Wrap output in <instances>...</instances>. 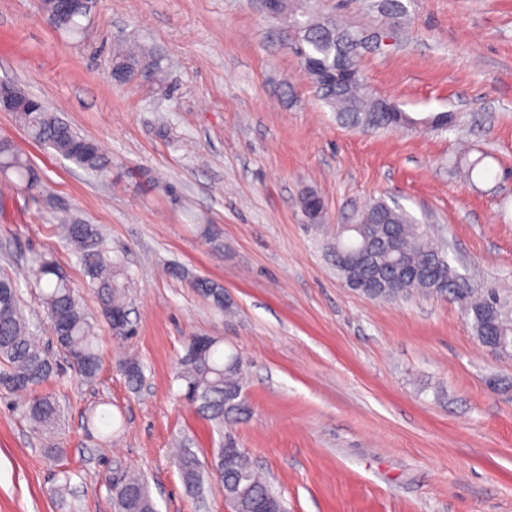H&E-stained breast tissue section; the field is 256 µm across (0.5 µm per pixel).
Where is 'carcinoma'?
<instances>
[{
  "instance_id": "1",
  "label": "carcinoma",
  "mask_w": 512,
  "mask_h": 512,
  "mask_svg": "<svg viewBox=\"0 0 512 512\" xmlns=\"http://www.w3.org/2000/svg\"><path fill=\"white\" fill-rule=\"evenodd\" d=\"M298 41L308 58L318 65L307 69L314 83H319L320 72L333 70L339 64L358 69L353 33L338 22L319 16H309L296 21ZM139 63V56L128 51L117 57L114 80L124 82ZM323 100L349 126L363 129L396 128L402 120L412 121L408 114L392 111L390 102L369 95L363 84L347 81L333 91L325 92ZM15 117L35 143L52 149L85 171L100 178L112 176V165L98 149L96 143L78 134L60 116L44 105L18 111ZM437 129L457 126L454 112H440L429 118ZM0 175L15 177L19 185L36 197H44L41 179L30 159L12 141L0 139ZM301 208L310 223L320 222L323 204L315 192L306 193ZM360 223L364 233L341 225L336 243L331 247V258L338 276L350 285L356 283L357 258L360 250L371 242L393 237L398 253L410 264L434 267L439 278L433 280L420 276L406 282H392L385 288L373 291L356 289L371 300L393 301L408 297L413 291L454 297L459 290H467L464 315L477 341L484 345L497 333V339L512 348V295L496 288H488L477 295L465 288L451 266L448 254L436 247L421 225L411 221L399 207L384 201L371 204L363 213ZM60 236L70 245L73 255L83 268L87 287L98 300L101 316L112 335L126 338L131 321L113 323L112 315L129 310L125 293L126 270L121 258L112 254V246L96 224H86L78 219L63 220L58 225ZM392 254L375 250V273L384 281L389 277ZM32 280L37 298L44 307L53 336L60 349L68 356L75 372L87 381L94 380L101 368L102 354L95 324L85 313L79 291L51 253H37L31 260ZM189 285L205 297L221 293L224 287L212 280L190 277ZM10 297V303L0 302V389L11 394L29 393L43 385L53 372L49 356L35 342L22 308L21 286L17 280L0 275V295ZM195 338L186 341L185 353L179 360L175 379L181 382L180 396L188 398L205 419L218 425L236 422L249 412L243 398V363L239 356H224L222 341L213 339L209 348L196 352L192 349ZM124 372L128 383L138 388L142 385L143 369L137 361L125 362ZM24 417L37 431L56 427L59 407L50 394L33 396L25 403ZM225 456L224 475L221 482L224 496L235 505V512H257L256 503L263 501V512H286L282 497L270 482L255 470L251 459L240 448L222 447L217 456ZM174 462L189 487L200 484V463L186 448L180 449ZM117 512H158L149 486L143 476L131 474L120 482L116 492Z\"/></svg>"
}]
</instances>
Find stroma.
Returning <instances> with one entry per match:
<instances>
[{
    "mask_svg": "<svg viewBox=\"0 0 512 512\" xmlns=\"http://www.w3.org/2000/svg\"><path fill=\"white\" fill-rule=\"evenodd\" d=\"M300 0L357 31L368 93L412 128L345 125L288 45L289 19L262 0H98L81 34L40 0H0V81L39 97L112 162L101 182L28 139L0 112L51 204L0 177V274L17 279L35 332L50 323L28 280L53 253L84 275L56 230V207L100 225L123 259L137 332L100 327L102 368L88 382L53 351L45 392L62 418L44 441L0 393V512H115L112 484L135 471L159 512H231L211 462L223 442L251 457L288 512H512V355L474 338L440 295L369 300L329 257L339 225L397 201L479 288L512 291V0ZM145 58L122 85L115 55ZM455 112L442 131L428 116ZM481 160L489 177L465 178ZM176 186L170 195L168 186ZM322 199L320 223L300 201ZM219 282L232 314L174 274ZM238 354L249 415L216 428L178 397L188 337ZM144 372L131 389L128 359ZM105 405L111 429L89 411ZM189 440L204 474L194 495L173 463ZM72 494L58 499L60 471Z\"/></svg>",
    "mask_w": 512,
    "mask_h": 512,
    "instance_id": "35a3bbf8",
    "label": "stroma"
}]
</instances>
